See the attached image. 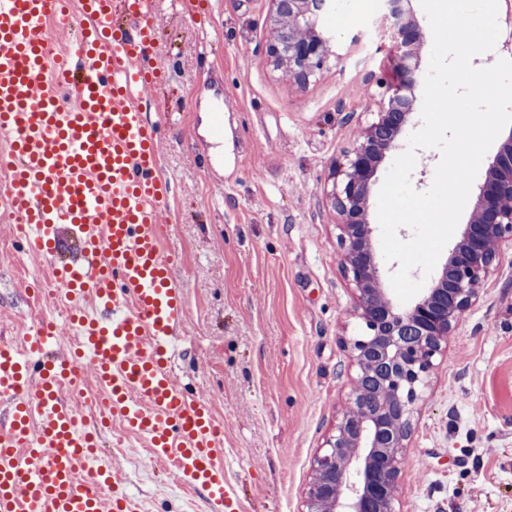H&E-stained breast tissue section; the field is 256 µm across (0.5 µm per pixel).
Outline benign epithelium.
<instances>
[{"mask_svg": "<svg viewBox=\"0 0 512 512\" xmlns=\"http://www.w3.org/2000/svg\"><path fill=\"white\" fill-rule=\"evenodd\" d=\"M270 2L265 62L304 87L335 56L333 36L320 25L333 0ZM407 2L385 0L391 80L376 119L333 166L331 205L341 265L364 334L343 340L352 360L351 390L315 456L307 512H395L413 415L428 378L497 266L502 246L512 245L511 130L489 160L470 218L429 286L406 304L396 303L386 287L367 213L378 166L406 135L414 110L425 41Z\"/></svg>", "mask_w": 512, "mask_h": 512, "instance_id": "obj_1", "label": "benign epithelium"}]
</instances>
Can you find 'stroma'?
I'll use <instances>...</instances> for the list:
<instances>
[{"instance_id":"1","label":"stroma","mask_w":512,"mask_h":512,"mask_svg":"<svg viewBox=\"0 0 512 512\" xmlns=\"http://www.w3.org/2000/svg\"><path fill=\"white\" fill-rule=\"evenodd\" d=\"M163 75L145 110L174 184L188 324L174 343L179 384L224 426L225 468L249 512H305L312 462L350 391L343 345L361 333L341 266L332 167L379 108L390 70L384 21L322 18L340 58L301 88L265 65L270 0H156ZM0 222V339L24 335V291L43 269ZM130 438L115 462L141 512H215ZM399 512H512V250L448 338L414 413Z\"/></svg>"}]
</instances>
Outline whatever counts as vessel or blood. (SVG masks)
Listing matches in <instances>:
<instances>
[{
	"label": "vessel or blood",
	"mask_w": 512,
	"mask_h": 512,
	"mask_svg": "<svg viewBox=\"0 0 512 512\" xmlns=\"http://www.w3.org/2000/svg\"><path fill=\"white\" fill-rule=\"evenodd\" d=\"M156 45L154 0H80L75 12L69 0H0V220L47 265L39 293L66 323L0 342V512H138L77 407L87 371L106 395L101 419L146 440L184 486L244 512L221 424L173 377L187 311L165 244L172 189L142 106Z\"/></svg>",
	"instance_id": "vessel-or-blood-1"
}]
</instances>
